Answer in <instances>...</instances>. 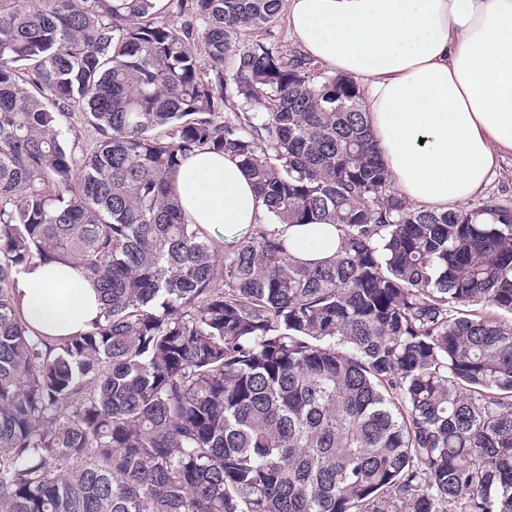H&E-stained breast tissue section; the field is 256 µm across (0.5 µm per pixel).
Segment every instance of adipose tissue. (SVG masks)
Segmentation results:
<instances>
[{"mask_svg":"<svg viewBox=\"0 0 512 512\" xmlns=\"http://www.w3.org/2000/svg\"><path fill=\"white\" fill-rule=\"evenodd\" d=\"M288 32L309 58L360 85L381 157L415 207L445 210L480 196L512 156V0H287ZM190 223L211 235L267 215L240 160L203 150L175 175ZM316 261L339 244L329 224H279ZM17 294L40 333L84 332L101 302L82 269L34 262Z\"/></svg>","mask_w":512,"mask_h":512,"instance_id":"ef3b65f1","label":"adipose tissue"}]
</instances>
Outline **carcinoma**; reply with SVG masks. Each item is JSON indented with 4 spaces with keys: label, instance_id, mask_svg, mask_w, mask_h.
<instances>
[{
    "label": "carcinoma",
    "instance_id": "carcinoma-1",
    "mask_svg": "<svg viewBox=\"0 0 512 512\" xmlns=\"http://www.w3.org/2000/svg\"><path fill=\"white\" fill-rule=\"evenodd\" d=\"M282 5L0 0V512H512V209L413 207L358 82L255 36ZM199 150L266 203L232 248L174 190ZM35 260L96 282L84 333L26 323ZM289 243H297L300 250L293 252L298 258L316 261L333 255L339 244V233L331 224H272Z\"/></svg>",
    "mask_w": 512,
    "mask_h": 512
}]
</instances>
